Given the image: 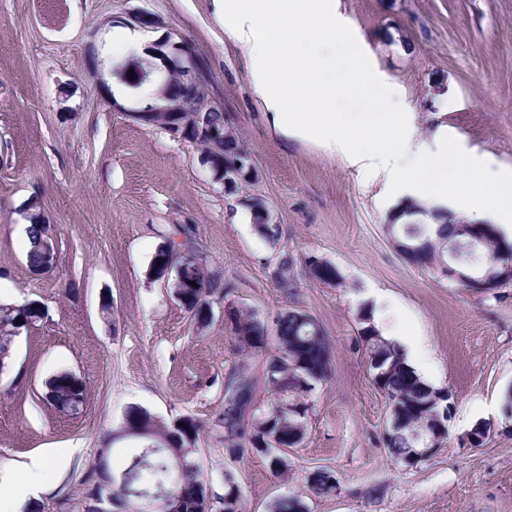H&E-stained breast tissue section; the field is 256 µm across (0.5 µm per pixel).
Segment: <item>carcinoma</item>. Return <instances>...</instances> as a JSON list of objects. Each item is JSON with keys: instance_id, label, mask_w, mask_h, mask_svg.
Instances as JSON below:
<instances>
[{"instance_id": "cac0c4a2", "label": "carcinoma", "mask_w": 512, "mask_h": 512, "mask_svg": "<svg viewBox=\"0 0 512 512\" xmlns=\"http://www.w3.org/2000/svg\"><path fill=\"white\" fill-rule=\"evenodd\" d=\"M209 94L199 99L203 123L216 130L225 129L224 110L208 103ZM246 152L240 136L232 131L224 135V165L206 159L215 176L227 177L225 165ZM251 223L262 237L277 241L281 227L269 220L265 200L253 197L248 203ZM27 262L31 266L42 264L48 254L57 250L56 239L49 233L47 224L39 212L28 215ZM459 225L444 223L436 234H430L426 225L413 221L393 224L390 233L396 241L399 254L417 267L443 271L448 262V242L458 238ZM195 260L188 264L184 278L176 286L182 294L181 305L190 315L191 322L203 330L212 321L207 310L210 298L228 296L231 285L224 282L219 272H212L201 258L198 248H193ZM512 256V243L503 234L490 235L487 242L465 252L470 259L481 256L479 268L487 271L497 268ZM274 275L271 282L284 290L295 288L294 260L286 253L278 256L271 266ZM309 279L323 283H340L338 269L327 263L306 260ZM41 319L39 311L28 305L0 306V367L11 356L16 338L15 330L27 329ZM233 340L239 358L224 373V399L222 423L224 448L232 449L235 457L256 454L266 459L269 468L280 473L288 470V457L279 453L271 437L279 436L280 443L295 447L306 434V418L311 404L306 401L308 390L300 384V376L318 384L329 379L332 373V352L324 330L314 317L297 307L279 313L274 329L257 313L238 307H229ZM361 327L358 342L368 356V368L374 384L386 396L392 407L397 427L381 434V442L389 454L402 461L420 447L412 434L431 428L434 414L451 410L450 396L422 381L406 364L395 345L375 330L366 314L360 315ZM275 343L276 353L268 354L269 343ZM269 393V400L262 401L260 390ZM46 400L56 410L71 413L84 401L81 381L72 373L54 375L47 386ZM145 429L142 439L161 445L155 452L133 454L116 476L131 478V487L148 494L162 492L158 498L159 512H209L207 500L211 495L202 489V496L186 501L181 490L186 484L198 483V468L192 461L194 449L187 446L185 434H174L170 425L152 417L140 407L128 410L123 426L112 433V441L128 438L129 429ZM336 477L325 470L313 473L311 488L314 493L327 496L336 491ZM238 483L234 474L225 477L224 512H242L241 499L236 496ZM128 487L120 483L112 486L111 508L113 512H125ZM271 512H308L298 496H283L272 505Z\"/></svg>"}]
</instances>
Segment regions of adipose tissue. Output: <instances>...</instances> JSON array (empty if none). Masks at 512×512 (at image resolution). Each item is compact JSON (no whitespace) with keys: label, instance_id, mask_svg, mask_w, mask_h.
<instances>
[{"label":"adipose tissue","instance_id":"adipose-tissue-1","mask_svg":"<svg viewBox=\"0 0 512 512\" xmlns=\"http://www.w3.org/2000/svg\"><path fill=\"white\" fill-rule=\"evenodd\" d=\"M224 37L245 61L267 116L284 137L306 140L358 173L382 171L397 187L394 206L418 198L455 202L479 214L493 206L512 218V172L449 141L437 131L416 141L412 115L399 112L394 91L364 56L349 26L336 17V0H219ZM377 99L371 121L331 110L337 91ZM57 452L31 458L21 473L0 472V512H22L45 487Z\"/></svg>","mask_w":512,"mask_h":512}]
</instances>
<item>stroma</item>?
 <instances>
[{
	"label": "stroma",
	"mask_w": 512,
	"mask_h": 512,
	"mask_svg": "<svg viewBox=\"0 0 512 512\" xmlns=\"http://www.w3.org/2000/svg\"><path fill=\"white\" fill-rule=\"evenodd\" d=\"M364 52L411 112L419 139L444 126L458 144L512 168V0H336ZM147 14L148 37L185 39L210 74V96L239 132L257 181L230 193L192 144L129 114L150 58L112 59V39ZM123 87L116 95L115 87ZM392 185L360 177L308 141L277 134L224 39L215 0H0V290L39 303L0 370V470L49 448L64 453L48 512H82L83 481L101 449L118 470L140 443H113L129 407L203 430L193 459L223 493L233 471L243 512H271L284 495L309 512H512V285L485 294L404 261L387 231ZM259 197L281 225L279 243L256 232L246 208ZM56 230L54 269L27 262L29 209ZM190 230L210 269L235 290L196 330L171 288L151 274L156 252ZM296 262L287 296L267 277L276 256ZM335 265L341 284L304 276L308 257ZM112 302L103 315V299ZM264 319L295 306L316 318L333 350V375L310 395L304 441L280 477L257 456L229 461L219 419L224 371L237 358L225 305ZM387 309L386 326L414 336L429 384L448 391V435L414 466L380 442L388 399L357 343L359 313ZM85 389L80 413L45 398L55 373ZM490 436L464 440L475 424ZM333 470L334 494L312 492L311 472ZM65 510H58V503Z\"/></svg>",
	"instance_id": "stroma-1"
}]
</instances>
